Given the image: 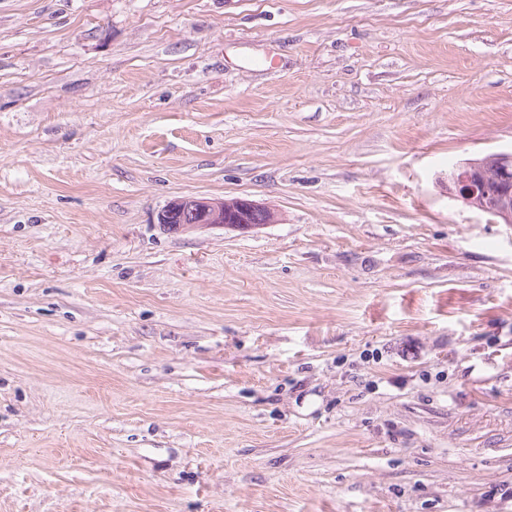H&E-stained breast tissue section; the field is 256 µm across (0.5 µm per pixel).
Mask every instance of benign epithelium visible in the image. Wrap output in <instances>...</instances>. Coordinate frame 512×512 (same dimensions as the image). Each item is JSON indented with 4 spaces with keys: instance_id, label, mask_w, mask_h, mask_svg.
<instances>
[{
    "instance_id": "1",
    "label": "benign epithelium",
    "mask_w": 512,
    "mask_h": 512,
    "mask_svg": "<svg viewBox=\"0 0 512 512\" xmlns=\"http://www.w3.org/2000/svg\"><path fill=\"white\" fill-rule=\"evenodd\" d=\"M512 151L492 154L490 158L471 159L448 170V194L461 199L468 206L493 217L500 224H512ZM257 208L243 198L208 199L177 198L171 200L159 214V223L172 230L190 226L222 224L226 227L248 230L254 225L247 216ZM189 222L170 223L180 214Z\"/></svg>"
}]
</instances>
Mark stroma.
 I'll return each instance as SVG.
<instances>
[{"instance_id":"35a3bbf8","label":"stroma","mask_w":512,"mask_h":512,"mask_svg":"<svg viewBox=\"0 0 512 512\" xmlns=\"http://www.w3.org/2000/svg\"><path fill=\"white\" fill-rule=\"evenodd\" d=\"M510 150L512 0H0V512H512ZM471 159L448 170V193L468 206L493 217L497 223L512 224V151ZM263 209L252 201L243 198L233 199H208V198H177L171 200L166 207L159 214V224H163L167 229L179 230L184 227L190 226H209L212 224H224L225 227H230L239 230H248L260 226L264 223L265 217L259 211L252 216L251 224L247 221L246 216H250L254 210ZM267 214V223L275 221L276 214L270 209L263 211ZM187 214L191 217V221L179 224L170 223L168 217L177 216L180 214Z\"/></svg>"}]
</instances>
